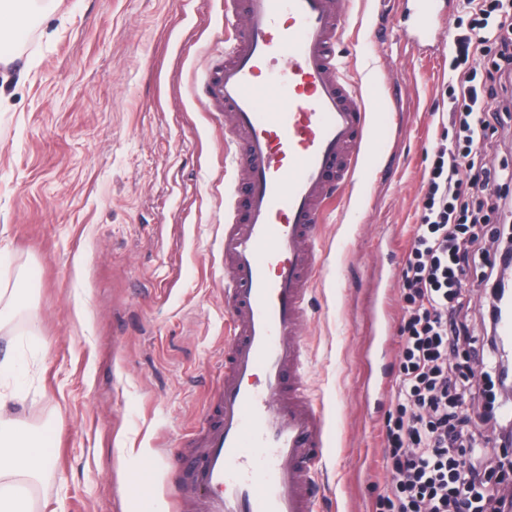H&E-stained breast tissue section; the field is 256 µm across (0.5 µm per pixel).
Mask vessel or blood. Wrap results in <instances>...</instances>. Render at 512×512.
<instances>
[{
	"mask_svg": "<svg viewBox=\"0 0 512 512\" xmlns=\"http://www.w3.org/2000/svg\"><path fill=\"white\" fill-rule=\"evenodd\" d=\"M343 2L224 0V57L205 88L232 119L225 167L246 178L224 193V384L177 490L201 512H312L325 417L305 396L298 328L322 264L321 215L334 188L358 177L368 131L337 53ZM438 12L439 0H417L414 26L398 35L426 45Z\"/></svg>",
	"mask_w": 512,
	"mask_h": 512,
	"instance_id": "b4317fda",
	"label": "vessel or blood"
}]
</instances>
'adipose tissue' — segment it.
Masks as SVG:
<instances>
[{"instance_id":"1","label":"adipose tissue","mask_w":512,"mask_h":512,"mask_svg":"<svg viewBox=\"0 0 512 512\" xmlns=\"http://www.w3.org/2000/svg\"><path fill=\"white\" fill-rule=\"evenodd\" d=\"M54 431L33 434L19 419L0 414V512H27L25 486L50 463Z\"/></svg>"}]
</instances>
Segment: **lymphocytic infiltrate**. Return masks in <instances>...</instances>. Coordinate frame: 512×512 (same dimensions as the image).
<instances>
[{
    "mask_svg": "<svg viewBox=\"0 0 512 512\" xmlns=\"http://www.w3.org/2000/svg\"><path fill=\"white\" fill-rule=\"evenodd\" d=\"M472 14L459 38L448 100L455 145H438L423 212L402 279L409 304L402 319L399 414L387 424L395 474L383 512H505L482 454L478 424L492 403L473 406L482 391L471 379L479 352L469 336L466 289L470 258L482 255L483 228L499 203L489 200L486 163L492 125L512 123V0H469ZM499 65L481 69L487 43ZM496 98L488 109V98Z\"/></svg>",
    "mask_w": 512,
    "mask_h": 512,
    "instance_id": "lymphocytic-infiltrate-1",
    "label": "lymphocytic infiltrate"
}]
</instances>
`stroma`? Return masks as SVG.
Returning <instances> with one entry per match:
<instances>
[{"label":"stroma","instance_id":"35a3bbf8","mask_svg":"<svg viewBox=\"0 0 512 512\" xmlns=\"http://www.w3.org/2000/svg\"><path fill=\"white\" fill-rule=\"evenodd\" d=\"M338 48L364 92L372 175L336 189L299 327L329 445L313 512H371L392 479L406 249L452 72L393 40L412 0H348ZM468 0L433 45L456 54ZM0 58V289L26 282L0 357L5 413L52 427L33 512H175L224 379V122L199 89L224 0H43Z\"/></svg>","mask_w":512,"mask_h":512}]
</instances>
